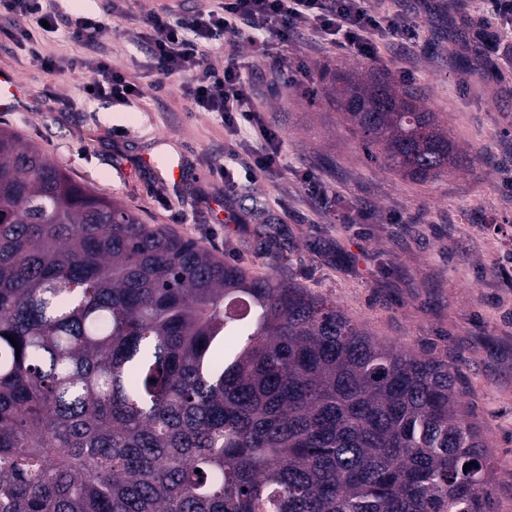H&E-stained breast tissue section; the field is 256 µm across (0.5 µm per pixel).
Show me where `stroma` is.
Wrapping results in <instances>:
<instances>
[{
  "label": "stroma",
  "instance_id": "stroma-1",
  "mask_svg": "<svg viewBox=\"0 0 512 512\" xmlns=\"http://www.w3.org/2000/svg\"><path fill=\"white\" fill-rule=\"evenodd\" d=\"M122 12L104 42L112 63L142 88V99L87 100L85 74L69 58L86 55L66 27L42 35L47 70L15 43L0 19V69L22 83L28 105L0 112V127L41 147L76 182L118 200L155 224L238 260L261 274L262 235L278 243L281 271L331 298L383 342L415 352L462 357L469 390L464 409L484 427L493 457L500 512H512V196L498 185L512 170V66L466 50L473 18L459 0H434L412 55L382 51L378 62L337 50L314 35L293 50L309 74L272 76L264 62L250 74L258 110L277 113L284 168L228 193L216 175L233 133L212 112L192 111L178 86L155 94V75L140 33L161 7L192 15L215 0H56L65 13L103 18ZM350 70L407 83L423 95L453 141L458 161L437 180L412 182L368 162L336 104L321 91L325 73ZM163 152L182 159L175 182L143 164ZM312 176L329 189L315 204L302 186ZM348 255L345 263L336 252Z\"/></svg>",
  "mask_w": 512,
  "mask_h": 512
}]
</instances>
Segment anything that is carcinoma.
<instances>
[{"mask_svg": "<svg viewBox=\"0 0 512 512\" xmlns=\"http://www.w3.org/2000/svg\"><path fill=\"white\" fill-rule=\"evenodd\" d=\"M333 84L367 159L413 182L456 163L417 89ZM461 363L142 223L0 128V512H497Z\"/></svg>", "mask_w": 512, "mask_h": 512, "instance_id": "1", "label": "carcinoma"}]
</instances>
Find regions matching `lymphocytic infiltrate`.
<instances>
[{
    "label": "lymphocytic infiltrate",
    "mask_w": 512,
    "mask_h": 512,
    "mask_svg": "<svg viewBox=\"0 0 512 512\" xmlns=\"http://www.w3.org/2000/svg\"><path fill=\"white\" fill-rule=\"evenodd\" d=\"M475 8L481 19L476 30L481 55L512 62V32L506 27L512 20V0H475ZM410 13L430 18L431 0H399L394 11L372 7L370 0H222L220 6L190 16L167 9L153 12L146 20L147 51L157 75L153 88L163 91L166 81L176 80L194 111L218 114L235 132L253 131L260 149L243 155L229 146L225 153L254 182L279 168L284 141L279 122L262 120L253 107L258 92L241 63L242 46L269 61L275 74L308 72L307 61L288 54L307 33L330 38L337 49L365 60L376 59L382 36L392 51L406 55L419 37L418 29L405 22ZM0 16L16 20L15 37L34 60H43L40 43L21 22L44 20L54 31L60 13L47 0H0ZM219 50L224 53L220 67L212 62ZM69 67L88 72L90 99L127 102L140 94L108 56L73 58Z\"/></svg>",
    "instance_id": "lymphocytic-infiltrate-1"
}]
</instances>
